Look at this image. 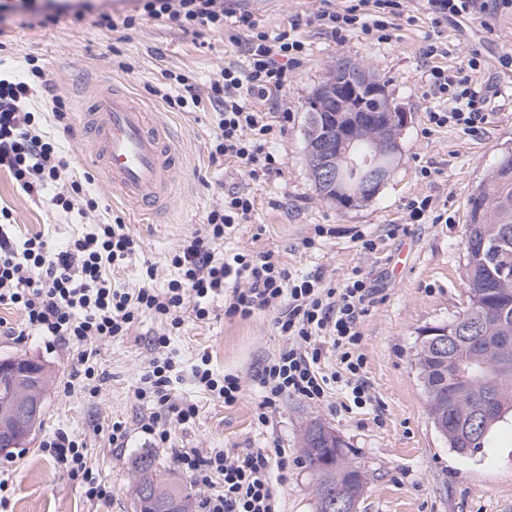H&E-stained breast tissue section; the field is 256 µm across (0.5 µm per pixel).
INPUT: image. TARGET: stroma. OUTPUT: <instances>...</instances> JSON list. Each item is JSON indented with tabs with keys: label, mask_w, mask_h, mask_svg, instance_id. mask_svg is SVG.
<instances>
[{
	"label": "stroma",
	"mask_w": 512,
	"mask_h": 512,
	"mask_svg": "<svg viewBox=\"0 0 512 512\" xmlns=\"http://www.w3.org/2000/svg\"><path fill=\"white\" fill-rule=\"evenodd\" d=\"M319 0H242L241 9L258 18L269 32L299 22L305 55L282 97L292 118L275 144L280 174L252 181L232 163L209 161L214 132L210 109L176 111L150 91L171 70L200 81L219 72L225 62L244 63L230 31L184 32L170 21L143 20L131 27L107 30L92 20L77 23L70 10L56 22L33 28H12L0 36V75L22 77L42 68L50 91L38 92L31 105L41 112L44 129L55 136L64 156L76 160L87 150L80 114L88 91L99 82L118 85L143 103L159 124L175 134L173 145L182 162L174 176L171 198L153 222L139 223L111 185L94 180L91 191L97 209L64 212L47 200L25 194L7 171L0 170V208L12 214L16 235L39 231L62 243L92 225L122 218L141 248L129 257L119 277L135 286L147 264L167 279V260L183 239L200 230L206 212L225 191L246 188L256 198L253 223L237 226L217 242V254L241 249L271 252L298 276L321 275L340 287L354 270L368 274L377 294L360 324L358 350L365 358L361 378L370 404L347 409L342 384H331L324 405L296 397L284 398L266 429L253 416L258 392L251 380L264 362L286 344L274 315L262 312L241 319L224 315L223 300L205 322L186 319L173 345L191 363L209 355L217 370L238 372L249 386L233 406L197 392L190 380L177 391L200 408L195 423L173 432L180 448H283L293 464L280 487L281 512H316L314 478L302 463L301 439L307 426L321 423L336 430L348 445V456L366 473L358 512H512V424L491 434L485 448L468 456L451 450L434 428L418 376L417 353L424 328L447 322L468 303L464 281L467 202L505 150H512V72L500 69L502 56L512 55V11L441 27L426 12L413 23L401 24L388 43L349 37L336 43L314 15ZM448 46V54L433 60L423 55L428 40ZM486 62L481 75L496 96L484 119L470 131L458 126H429L430 101L425 81L432 65L455 68L472 50ZM364 64L386 84L395 105L409 120L402 133V156L380 194L366 206L343 208L317 191L305 160L304 103L327 76L336 57ZM68 111L57 121L53 98ZM429 167L422 177L421 167ZM431 197L435 211L447 212L444 224H411L389 238L388 225L401 223L407 203ZM326 230L319 248L308 249L316 227ZM377 239L376 251L361 248L357 234ZM159 325L142 318L129 335L99 343L96 349L100 394L91 398L81 389L65 391L72 374L71 349L49 344L39 336H1L0 359L25 357L45 365L49 382L45 414L30 443L0 456V472L12 487L7 512H133L132 459L155 457L161 470L178 473L169 449L151 444L139 430L149 406L134 398L151 352L149 338ZM127 430L124 447H114L113 422ZM64 428L83 434L88 457L112 487L108 499L87 502L81 487L43 454L39 444Z\"/></svg>",
	"instance_id": "stroma-1"
}]
</instances>
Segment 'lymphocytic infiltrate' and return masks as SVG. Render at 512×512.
I'll use <instances>...</instances> for the list:
<instances>
[{
	"mask_svg": "<svg viewBox=\"0 0 512 512\" xmlns=\"http://www.w3.org/2000/svg\"><path fill=\"white\" fill-rule=\"evenodd\" d=\"M141 16L168 20L187 31L223 29L225 21L245 31L241 46L245 65L230 62L199 90L188 77L166 72L165 85L153 93L169 108L186 110L208 105L215 116L209 159L212 164L234 162L252 179L276 172L278 160L267 146L283 132L289 113L280 96L288 76L301 62L303 43L293 30L269 33L254 15L226 8L224 0H138ZM512 5V0H425L434 24L457 17L480 18L490 8ZM405 15L404 0H352L343 9L323 6L315 15L336 42L358 33L379 42L390 41ZM478 52L463 66L430 69L429 93L436 105L429 120L436 126L453 124L469 130L483 118L490 89L477 82ZM33 82L0 77V169H6L22 191L42 196L52 190L50 206L70 211L78 205L95 208L86 196L89 173L71 166L56 142L43 134L41 115L31 108L37 89L47 88L44 71L33 70ZM256 199L246 190L225 193L207 211L203 231L187 236L169 257L172 272L164 287H155L157 270L147 266L138 287L129 288L115 274L141 245L124 222L94 225L64 247H54L41 233L17 239L10 236L9 211L0 209V306L20 311L29 332L49 342L74 347V376L89 394H96L93 344L129 334L143 315L163 324L150 340L152 357L136 400L152 406L142 418L141 432L153 444L171 449L179 468L203 492L200 512H278L274 470H285L284 450L249 448H176L172 425L185 426L199 415L196 403L177 398L173 382L177 353L172 345L186 316L209 320L211 304L223 298L224 314L247 319L276 311V328L287 344L267 360L255 377L261 393L256 421L269 426L283 397L322 404L331 381H344L355 407L371 396L360 377L363 355L356 347L360 323L375 290L363 273H354L343 287L324 284L321 277H295L271 253L241 250L224 256L213 249L236 226L251 223ZM334 350L340 369L325 375L321 362ZM194 386L225 405L236 404L245 391L242 376L217 372L208 356L191 369ZM60 469L79 483L88 501L110 496L111 488L95 472L86 443L79 435L58 430L41 443Z\"/></svg>",
	"mask_w": 512,
	"mask_h": 512,
	"instance_id": "lymphocytic-infiltrate-1",
	"label": "lymphocytic infiltrate"
}]
</instances>
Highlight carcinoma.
I'll return each instance as SVG.
<instances>
[{
    "label": "carcinoma",
    "instance_id": "obj_1",
    "mask_svg": "<svg viewBox=\"0 0 512 512\" xmlns=\"http://www.w3.org/2000/svg\"><path fill=\"white\" fill-rule=\"evenodd\" d=\"M341 72L370 74L368 68L346 57L336 58L322 82L328 86ZM383 87L376 79L356 87L353 99L358 109L356 120H343L333 96H310L304 132L309 173L319 193L338 200L344 207H357L374 198L383 185L374 189L367 183L376 168L363 167L344 186L323 179L321 168L329 167L347 175L349 161L379 156L378 165L394 169L400 155H380V123L373 116L385 111ZM465 279L468 306L463 313L443 325L448 335L471 322L477 325L481 340L461 339L451 345L448 355L438 357L432 348L420 344L418 366L428 414L433 423H443L441 436L448 447L466 455L487 443L489 435L501 423L512 421V356L502 364L500 343L512 339V151L503 152L489 179L481 182L467 204ZM468 375L460 381L454 401L443 397L442 382L457 380L459 367ZM45 368L35 364L32 372L20 373L3 383L0 399L29 389L43 393ZM481 432L470 439L466 427L471 423ZM346 444L336 432L313 424L303 437V460L317 477V512H336V502L360 498L366 481L365 471L346 460ZM134 476L135 512H162L165 504L176 505L177 512H192V497L187 489L158 467L155 458L140 454L131 462Z\"/></svg>",
    "mask_w": 512,
    "mask_h": 512
}]
</instances>
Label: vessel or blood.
Segmentation results:
<instances>
[{
  "label": "vessel or blood",
  "mask_w": 512,
  "mask_h": 512,
  "mask_svg": "<svg viewBox=\"0 0 512 512\" xmlns=\"http://www.w3.org/2000/svg\"><path fill=\"white\" fill-rule=\"evenodd\" d=\"M87 166L97 169L141 221L149 222L170 198L180 156L168 131L123 88H95L82 114Z\"/></svg>",
  "instance_id": "b4317fda"
}]
</instances>
